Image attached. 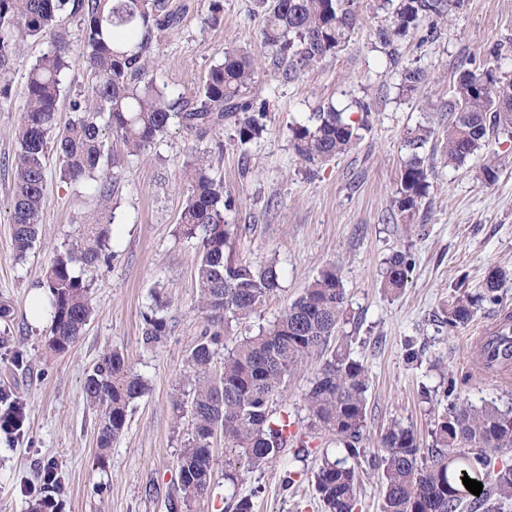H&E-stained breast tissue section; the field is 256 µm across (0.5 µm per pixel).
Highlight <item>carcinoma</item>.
I'll return each mask as SVG.
<instances>
[{
    "mask_svg": "<svg viewBox=\"0 0 512 512\" xmlns=\"http://www.w3.org/2000/svg\"><path fill=\"white\" fill-rule=\"evenodd\" d=\"M466 0H375L384 20L374 32L376 47L395 61L396 47L408 37L434 39L438 22L460 11ZM354 0H256L262 42L276 65H285L282 77L295 79L316 62L344 49L358 22ZM80 18L84 37L78 59L71 56L61 32L67 17ZM186 8L170 0H0V109L12 96V55L29 39L53 34L51 47L28 73L24 112L15 130L11 160L14 173L11 200L13 242L16 252H27L38 239L46 183V159L58 157L56 174L67 184L92 185L98 196H107L105 165L117 167V157L105 151L110 133L137 156L162 136L173 120L187 132L202 136L229 126L233 143L242 152L259 139L270 117L269 103L251 89L258 73L253 58L238 49L224 48V59L210 69L202 87L173 97L146 78L153 61L151 47L168 31L183 24ZM80 62L95 78L92 94L71 104L72 116L56 128L61 76ZM461 60L448 103L451 119L443 137V155L461 164L481 148L489 135L512 133V114L495 108L503 99L512 103V75L492 69L470 68ZM420 66L399 73V91H417L428 80ZM353 121L332 104L313 113L308 122L288 127L296 159L304 168L317 166L349 152L368 128L370 105ZM434 129L419 125L407 132L410 153L401 165L394 207L410 218L430 187L432 173L421 149ZM190 182L178 232L196 240L195 268L197 310L206 327L186 358L189 390L176 398L174 409L189 414L191 433L177 457L178 501L172 509L195 507L210 497L215 485L212 439L224 434V485L233 490V512H254L251 496L236 498L234 489L247 473L264 469L288 449L308 452L310 439L330 435L336 456L323 454L315 474V489L327 512H356L362 490V462L382 470L381 512H458L462 497L457 490L467 476L482 483L478 507L482 512H504L512 503V466L492 472V457L512 451V408L493 403L476 406L461 399L460 392L472 374L448 372L443 395L448 408L433 430L431 448L422 450L413 430L399 424L381 437L383 455L367 458V393L370 387L364 361L356 357L340 325L347 316V296L334 270L316 277L268 326L242 336L227 346L223 330L256 314L268 296L279 288L277 262L256 267L225 253L234 210L224 182L207 172L202 157L187 170ZM112 255L109 229L90 217L82 237L71 248L54 253L39 287L44 289L47 346L63 354L83 335L94 312L90 285L84 278L92 267ZM411 261L405 252L394 253L385 271V287H404ZM508 273L492 269L472 294L457 285L458 295L448 304L444 323L451 329L469 325L480 301L496 304ZM144 313L143 336L147 344L167 335L164 304L159 295ZM336 344H331V341ZM223 354L220 374L212 365ZM477 360L493 373L508 375L512 366L494 365L486 346L477 342ZM325 360L303 394L306 430L295 429L286 409L276 398L288 379L304 370L308 359ZM146 391L143 378L130 368L117 350L102 352L82 385L86 404L98 412L97 465L107 468V453L123 432L130 405Z\"/></svg>",
    "mask_w": 512,
    "mask_h": 512,
    "instance_id": "obj_1",
    "label": "carcinoma"
}]
</instances>
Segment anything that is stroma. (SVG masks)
Masks as SVG:
<instances>
[{"instance_id":"stroma-1","label":"stroma","mask_w":512,"mask_h":512,"mask_svg":"<svg viewBox=\"0 0 512 512\" xmlns=\"http://www.w3.org/2000/svg\"><path fill=\"white\" fill-rule=\"evenodd\" d=\"M173 2L188 4V20L154 44L150 79L170 93H190L225 48L246 50L258 67L255 91L270 104L263 136L243 153L228 145V130L199 139L171 125L142 155L122 156L102 200L87 188L61 183L56 160H49L39 238L21 257L13 248L7 161L27 75L48 50L49 38L28 40L14 57L12 100L0 110V306L9 311L0 318V395L23 406L25 422L20 438L0 437V512H29L46 465L62 479L58 512H170L177 456L191 430L188 420L177 419L173 402L183 389L186 355L205 325L193 310L196 246L177 232L192 155H208L211 176L223 180L235 201L226 253L256 266L273 258L280 270L279 289L257 315L232 327L229 339L268 325L323 270L335 268L341 277L348 299L342 331L353 336L370 379L368 454H380V438L394 422L429 447L448 405L441 389L448 370H475V336L492 318L512 313L509 280L501 302L482 303L468 327L452 332L442 322L459 282L475 292L491 269L512 271V139L490 135L461 165L444 163L440 139L459 60L512 72V51L492 54L497 43L512 38V0H466L440 22L437 40H403L394 66L373 46L382 21L373 0H354L359 22L348 47L294 80L274 70L253 0H220L214 24L203 21L210 0ZM414 64L426 68L429 80L415 93L400 94L397 69ZM358 99L370 102L369 116L354 109ZM330 102L347 107L351 119H367L369 128L347 154L304 170L288 142V127ZM419 124L437 133L423 149L434 174L412 219L396 221L391 214L397 178L409 154L405 135ZM489 161L498 168L490 184L482 175ZM93 213L111 228L113 257L88 273L95 314L79 342L57 355L47 347L46 324H33L27 309L54 251L77 238ZM405 249L412 257L407 284L387 291V261ZM155 289L167 303L169 332L147 345L143 314ZM410 343L417 359L407 357ZM107 349L124 353L147 390L131 404L101 472L95 468L97 413L84 402L81 385ZM327 445L312 440L306 459L289 454L246 475L238 496L259 489L254 512H325L313 473ZM288 469L299 476L285 490L281 479Z\"/></svg>"}]
</instances>
